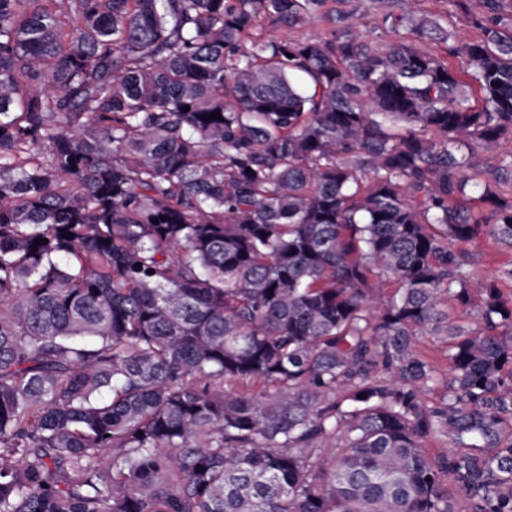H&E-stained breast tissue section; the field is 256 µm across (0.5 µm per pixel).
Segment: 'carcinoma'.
Returning <instances> with one entry per match:
<instances>
[{
  "label": "carcinoma",
  "mask_w": 512,
  "mask_h": 512,
  "mask_svg": "<svg viewBox=\"0 0 512 512\" xmlns=\"http://www.w3.org/2000/svg\"><path fill=\"white\" fill-rule=\"evenodd\" d=\"M335 2L0 0V512H512V19ZM445 0H420L418 8L429 16L440 19L449 31L460 41L475 40L480 33L472 23V16L478 12L475 4L478 0H458L456 6L448 7ZM452 15L447 17L448 9ZM455 249L462 253L469 270L481 279L498 280L503 268L512 265V249L486 234L470 242L457 243ZM498 285L506 297H512V280L499 279ZM416 351L433 365L437 373L438 381L434 390L424 396L425 404L432 405L445 391L443 382L445 378H448V360L446 357L448 343L442 336H418Z\"/></svg>",
  "instance_id": "cac0c4a2"
}]
</instances>
